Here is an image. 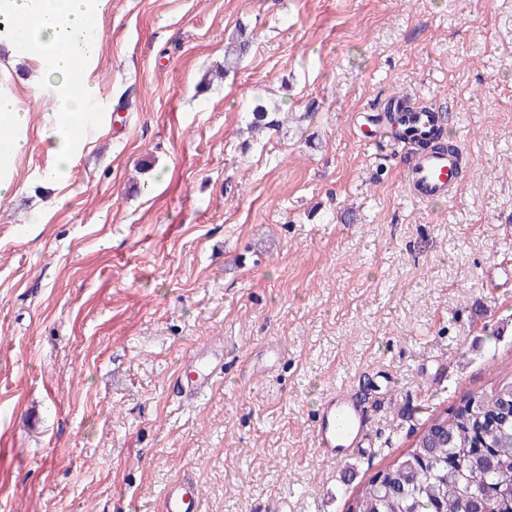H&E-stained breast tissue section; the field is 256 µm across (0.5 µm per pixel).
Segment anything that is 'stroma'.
<instances>
[{"label":"stroma","instance_id":"stroma-1","mask_svg":"<svg viewBox=\"0 0 512 512\" xmlns=\"http://www.w3.org/2000/svg\"><path fill=\"white\" fill-rule=\"evenodd\" d=\"M103 125L57 188L34 65L0 199V512H347L463 393L512 376V0H107ZM235 74L205 91L239 27ZM396 94L450 111L453 200L371 128ZM279 126L248 133L255 99ZM224 371L188 398L192 354ZM345 390L369 446L315 449ZM200 497L192 482L169 485L163 494V512H197Z\"/></svg>","mask_w":512,"mask_h":512}]
</instances>
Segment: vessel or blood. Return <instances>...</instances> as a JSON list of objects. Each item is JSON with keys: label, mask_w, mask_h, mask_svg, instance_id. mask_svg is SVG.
<instances>
[{"label": "vessel or blood", "mask_w": 512, "mask_h": 512, "mask_svg": "<svg viewBox=\"0 0 512 512\" xmlns=\"http://www.w3.org/2000/svg\"><path fill=\"white\" fill-rule=\"evenodd\" d=\"M461 153L435 152L418 156L405 170L406 186L422 200L450 195L460 185ZM215 368L187 366L184 377L189 393L206 388L214 379ZM364 425L358 406L348 394L332 393L319 410L317 445L331 459L363 438ZM200 497L196 484L169 485L163 494L162 512H198Z\"/></svg>", "instance_id": "vessel-or-blood-1"}]
</instances>
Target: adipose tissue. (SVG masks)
Returning a JSON list of instances; mask_svg holds the SVG:
<instances>
[{
  "instance_id": "adipose-tissue-1",
  "label": "adipose tissue",
  "mask_w": 512,
  "mask_h": 512,
  "mask_svg": "<svg viewBox=\"0 0 512 512\" xmlns=\"http://www.w3.org/2000/svg\"><path fill=\"white\" fill-rule=\"evenodd\" d=\"M105 0H0V44L11 56L35 64L43 86L50 92L52 107L43 115L48 153L55 158L43 172V182L60 184L86 144L76 129L96 128L102 116L92 102L97 87L90 66L101 47L96 23ZM8 67L0 63V195L13 188V164L26 150L30 114L5 91Z\"/></svg>"
}]
</instances>
